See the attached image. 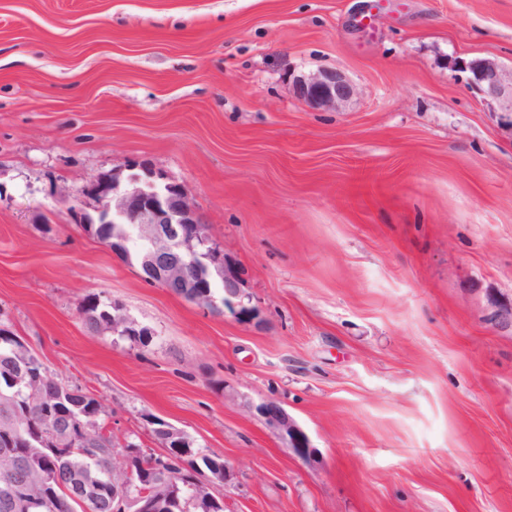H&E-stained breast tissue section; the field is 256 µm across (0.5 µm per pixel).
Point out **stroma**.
Listing matches in <instances>:
<instances>
[{
	"label": "stroma",
	"instance_id": "35a3bbf8",
	"mask_svg": "<svg viewBox=\"0 0 512 512\" xmlns=\"http://www.w3.org/2000/svg\"><path fill=\"white\" fill-rule=\"evenodd\" d=\"M512 65V0H0V321L224 512H512V126L454 66ZM320 69L339 111L293 90ZM185 185L259 317L140 279L77 222L112 169ZM150 328L89 331L91 297ZM277 401L306 462L250 414ZM296 95L314 108L342 109L354 96L351 80L339 70H319L299 77ZM483 321L494 331L512 334V298L504 301L488 294L483 308ZM149 423L153 426V432L156 436H158L162 443L161 445L165 448L164 453L159 455H154L155 457H158L160 460L163 459H172L176 455H179V452L182 448H186V446L189 449V455L186 457V461L188 465L193 469L191 473L193 474L192 482L194 483V489L197 490L195 496L196 500H194V507L196 512H214L211 508L212 505L218 504L221 506L222 509H224V500L223 498H218L210 494L206 491L205 486L199 481L197 472L194 471V456L200 451L203 452L197 448H190L191 442L188 440V438L185 436V434L174 428L169 423L155 418L150 417ZM189 466H186L187 469H190ZM186 468H183V471L187 472ZM187 482H180L178 484V490H179V496L180 498L186 502V500L190 499L192 497V494L194 493V489L188 487L185 485ZM201 508V509H200Z\"/></svg>",
	"mask_w": 512,
	"mask_h": 512
}]
</instances>
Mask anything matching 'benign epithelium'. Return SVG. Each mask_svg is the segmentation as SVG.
Listing matches in <instances>:
<instances>
[{
  "label": "benign epithelium",
  "mask_w": 512,
  "mask_h": 512,
  "mask_svg": "<svg viewBox=\"0 0 512 512\" xmlns=\"http://www.w3.org/2000/svg\"><path fill=\"white\" fill-rule=\"evenodd\" d=\"M459 69L484 97L512 113V66L484 59L463 61ZM294 89L310 106L327 110L342 109L355 93L351 80L339 70H319L301 76ZM82 195L94 200L96 216L81 212L79 222L112 225V240H105L103 244L121 254L130 236H136L143 243L135 262L144 282L158 285L213 312L223 305L232 308L242 319H255L256 310L250 305V296L243 288L237 267L210 244L207 229L183 184L160 183L138 174L124 177L114 170L93 178L83 188ZM215 280L224 285V298L220 301L211 293ZM483 321L494 331L512 333V299L504 301L487 295ZM112 335L146 344L154 333L114 305ZM248 409L275 430L296 456L307 460L314 454L309 436L280 403L268 399L251 404ZM149 423L165 448L164 453L158 455L159 459H172L182 448L191 446L185 434L169 423L155 417L149 418ZM92 428L89 424L75 433L58 426H40L39 444L43 448L64 450L78 441H86L92 435ZM144 456L141 448L129 442L112 449L110 504L113 512H175L178 506L176 480L181 474L162 464L140 469L138 461ZM3 482L17 509L28 512L34 507L28 498L27 484L9 476L4 477ZM192 482L196 490L195 512H213V505H224V499L206 491L198 476H193ZM72 498L81 505L83 512H92V507L99 503L100 490L76 488Z\"/></svg>",
  "instance_id": "benign-epithelium-1"
}]
</instances>
